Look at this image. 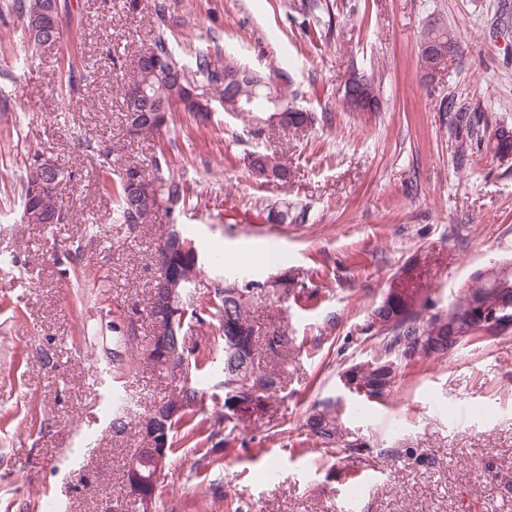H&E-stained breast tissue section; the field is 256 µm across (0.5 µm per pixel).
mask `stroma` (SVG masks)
Listing matches in <instances>:
<instances>
[{"label": "stroma", "instance_id": "35a3bbf8", "mask_svg": "<svg viewBox=\"0 0 512 512\" xmlns=\"http://www.w3.org/2000/svg\"><path fill=\"white\" fill-rule=\"evenodd\" d=\"M154 2L132 15L124 0H69L63 42L32 50L0 0V512H123L138 421L176 381L143 360L116 373L112 324L148 309L156 239L170 223L194 239L203 284L261 282L258 324L293 345L261 359L283 379L273 411L240 424L208 465L175 442L159 512H227L230 501L242 512H512V331L403 366L383 399L340 381L373 347L367 327L390 288L418 286L442 308L475 273L512 260V157L450 136L437 109L447 96L489 129H512V0H327L329 29L305 23L292 0H166L184 61L231 51L259 71L292 69L297 103L318 121L266 141L221 111L209 126L183 116L163 135H127L120 91L156 32ZM434 14L464 41L430 82L418 45ZM67 56L94 73L74 96L59 88ZM355 70L374 75L379 111L346 108ZM88 132L109 150L108 168L85 150ZM255 149L282 155L291 181L257 180L244 161ZM37 152L71 174L59 196L72 223L22 221L20 182ZM159 154L191 205L125 238L102 184ZM274 202L308 209V223H267ZM91 223L95 243L73 260ZM287 276L303 294L276 288ZM184 331L206 390L191 425L206 432L224 402L221 347L212 325ZM322 411L336 420V447L308 426ZM352 468L364 483L351 502Z\"/></svg>", "mask_w": 512, "mask_h": 512}]
</instances>
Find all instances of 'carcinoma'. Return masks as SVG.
I'll return each instance as SVG.
<instances>
[{"mask_svg":"<svg viewBox=\"0 0 512 512\" xmlns=\"http://www.w3.org/2000/svg\"><path fill=\"white\" fill-rule=\"evenodd\" d=\"M13 11L23 19L29 43L35 47L52 40L60 43L64 39L63 17L68 13L67 4L61 0H13ZM328 5L323 0H301L299 11L319 24ZM155 20L158 31L148 49L145 50L148 66L141 67L136 80L146 84L144 101L146 115L141 123L126 122L127 134L136 137L157 136L167 131L174 123V115L183 111L195 124L206 126L212 123L214 113L212 95L219 96L224 112L240 116L249 123V134L255 140L268 137L271 131L300 129L315 125L314 113L295 108L297 91L293 89L294 77L290 69L277 67L270 73L248 68L234 55L228 53L214 57L207 52H197L189 63L175 55L166 37L167 9L165 0L155 3ZM456 46L462 41L458 30L443 24L438 28L427 27L418 47L420 66L431 70V56L424 42L428 39ZM91 73H78L71 57L63 58L60 75L61 90L68 94L88 82ZM349 80L358 83L361 93L370 98L372 110H377L379 99L374 81L370 77L353 72ZM279 114V121L268 118ZM487 146L495 155L512 154V131L498 128L488 137ZM44 155L35 153L26 167V176L21 181L19 198L23 220L27 224H68L70 212L60 200H51L33 193V172ZM248 168L258 177L278 185L287 184L292 171L287 163L274 152L254 150L247 155ZM105 193L112 196V222L120 225L126 237L135 236L140 225L163 211L172 216L182 212L190 204L181 178L170 170L166 157H156L146 170L138 164H129L115 181L107 180L102 185ZM267 221L271 224H306L309 213L296 210L283 203L268 208ZM177 243L171 255V264L182 271L194 270L195 279L178 288L182 299L192 297L196 307L205 312L209 302L205 294L197 293L201 281V265L196 263L198 250L192 239L180 231H174ZM259 284L237 279L224 281V288L214 289L219 305L214 313L215 331L223 340L224 403L215 413L212 430L205 436L189 431L183 438L196 448L212 445L217 447L220 436L228 439L244 419L263 412L281 389L280 375L266 371L260 364L259 353L281 357L293 343L285 332L277 327L260 333L253 318L254 289ZM479 300L486 307L509 306L512 312V285L504 287L484 278L479 272L473 284L461 291L448 309L437 312L436 304L422 298L417 288L405 285L391 290L384 301L373 312V320L381 323L377 329L380 337L378 349L365 359L348 366L341 376L359 387L357 394L371 398H383L390 394L396 383L397 373L384 371L378 359L409 363L415 359H440L452 354L448 348V324L459 331L479 333L477 323L470 318L471 301ZM185 304H174L171 316L176 324L178 345L186 362H191L194 351L185 346L183 333L186 319ZM139 323L134 317L122 323H112V357H120L118 348L128 346L137 339ZM205 396V389L197 383L184 379L171 397H176L182 406L178 415L164 424L167 438V454L173 452V438L179 424L197 411ZM313 434L329 446H336V426L324 414L309 419Z\"/></svg>","mask_w":512,"mask_h":512,"instance_id":"carcinoma-1","label":"carcinoma"}]
</instances>
